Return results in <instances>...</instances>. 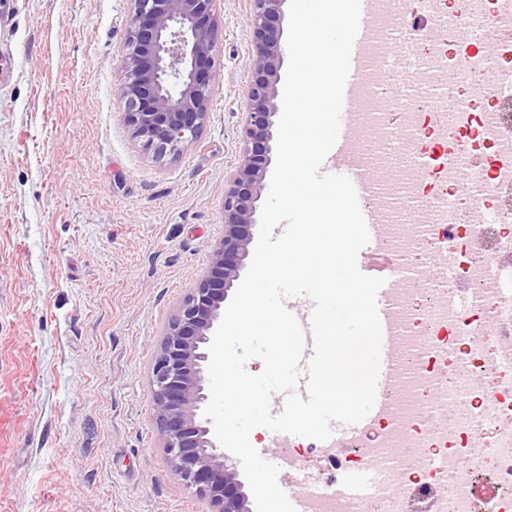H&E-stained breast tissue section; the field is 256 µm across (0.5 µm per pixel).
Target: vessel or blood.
<instances>
[{"label": "vessel or blood", "instance_id": "obj_1", "mask_svg": "<svg viewBox=\"0 0 512 512\" xmlns=\"http://www.w3.org/2000/svg\"><path fill=\"white\" fill-rule=\"evenodd\" d=\"M374 37V0H361L359 30L351 53L350 73L345 85L340 115L338 139L322 164L329 174L346 176L352 182L366 220L370 238H377L382 222L376 203L379 186L369 165L365 162L352 135L353 114L357 102L365 92L369 77L367 49ZM377 305L381 320L380 370L377 380L378 403L369 412V419H377L381 413L379 403L388 395L389 380L395 369L393 346L398 332L395 319L394 294L391 282H384L377 293Z\"/></svg>", "mask_w": 512, "mask_h": 512}]
</instances>
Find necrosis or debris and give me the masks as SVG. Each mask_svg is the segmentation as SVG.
I'll list each match as a JSON object with an SVG mask.
<instances>
[{
    "label": "necrosis or debris",
    "mask_w": 512,
    "mask_h": 512,
    "mask_svg": "<svg viewBox=\"0 0 512 512\" xmlns=\"http://www.w3.org/2000/svg\"><path fill=\"white\" fill-rule=\"evenodd\" d=\"M430 0L431 22L405 30L409 0H378L372 82L357 126L370 147L374 117L400 113L417 143L393 164L400 133L383 126L385 150H372L379 182L399 196L418 222L403 229L387 211L380 246L400 254L406 273L392 281L396 319V388L385 401L376 439L340 458L323 450L327 477L368 464L392 449H406L407 483L356 500L322 494L311 512H397L402 501L429 512L443 488V512H512V0ZM471 19L466 42L449 46L446 33L459 13ZM497 42L483 50L484 38ZM410 73L418 80L450 83L451 115L435 117L436 105L416 94L382 98V83ZM476 81L497 87L496 99L474 111L467 95ZM492 493L479 497L480 477Z\"/></svg>",
    "instance_id": "4bbe7bcc"
}]
</instances>
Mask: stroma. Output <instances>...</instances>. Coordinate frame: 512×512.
I'll return each mask as SVG.
<instances>
[{
  "label": "stroma",
  "mask_w": 512,
  "mask_h": 512,
  "mask_svg": "<svg viewBox=\"0 0 512 512\" xmlns=\"http://www.w3.org/2000/svg\"><path fill=\"white\" fill-rule=\"evenodd\" d=\"M252 0H213L200 138L145 151L118 92L129 0H14L0 51V512H207L151 392L170 319L224 236Z\"/></svg>",
  "instance_id": "stroma-1"
}]
</instances>
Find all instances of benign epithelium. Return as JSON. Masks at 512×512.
<instances>
[{
	"instance_id": "obj_1",
	"label": "benign epithelium",
	"mask_w": 512,
	"mask_h": 512,
	"mask_svg": "<svg viewBox=\"0 0 512 512\" xmlns=\"http://www.w3.org/2000/svg\"><path fill=\"white\" fill-rule=\"evenodd\" d=\"M119 91L125 120L143 147L177 155L202 134L213 95L218 25L213 0H130ZM283 0H254V47L243 127L244 150L224 191V238L168 322L152 370V395L178 483L209 512H251L235 466L202 418L209 345L228 292L246 268L258 202L271 164L278 114Z\"/></svg>"
}]
</instances>
